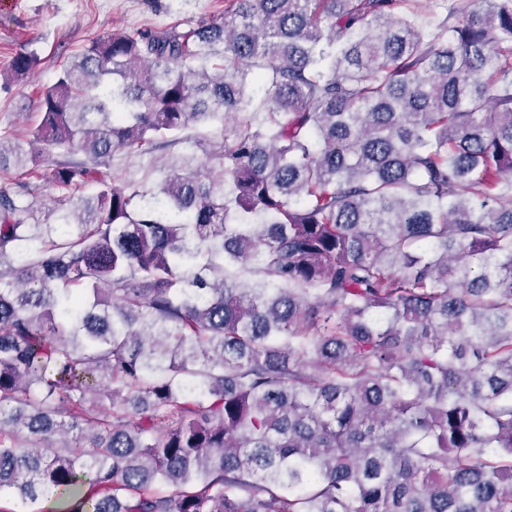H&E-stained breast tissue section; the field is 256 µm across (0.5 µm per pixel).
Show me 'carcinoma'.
I'll return each instance as SVG.
<instances>
[{"instance_id": "carcinoma-1", "label": "carcinoma", "mask_w": 512, "mask_h": 512, "mask_svg": "<svg viewBox=\"0 0 512 512\" xmlns=\"http://www.w3.org/2000/svg\"><path fill=\"white\" fill-rule=\"evenodd\" d=\"M37 108L68 159L0 129L61 191L32 224L0 187V500L512 512V0H225L93 40ZM191 156L194 158L193 164L196 165L199 160L205 158L206 153L191 142L150 153L118 152L112 159V175L116 177L118 185L133 182L140 186L152 187L161 182L174 167L179 166L182 157Z\"/></svg>"}]
</instances>
